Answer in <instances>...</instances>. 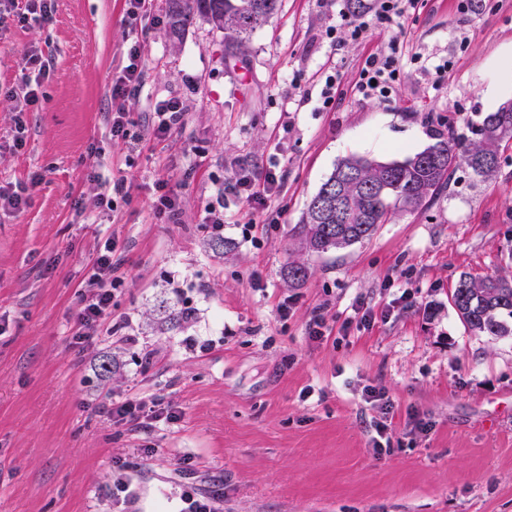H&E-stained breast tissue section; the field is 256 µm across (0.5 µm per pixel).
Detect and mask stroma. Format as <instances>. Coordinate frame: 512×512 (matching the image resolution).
<instances>
[{"label": "stroma", "instance_id": "stroma-1", "mask_svg": "<svg viewBox=\"0 0 512 512\" xmlns=\"http://www.w3.org/2000/svg\"><path fill=\"white\" fill-rule=\"evenodd\" d=\"M348 4L281 0L238 58L199 19L171 38L168 0L135 24L125 0H52L45 23L0 26V184L29 187L21 213L0 212V512H178L189 489L221 495L222 512H512V339L470 332L448 301L461 273L512 277V142L492 179L459 166L421 210L310 256L302 286L283 275L288 232L340 158L400 159L438 131L469 143L484 113L512 100L500 65L512 55V0L464 10L420 0L397 32L405 77L386 102L352 86L388 35L338 47L323 37ZM136 40L143 81L121 103L143 135L132 154L108 114ZM35 49L50 73L18 148L7 91ZM429 59L451 63L440 87ZM336 69L334 109L300 102L293 79L314 91ZM168 98L183 119L160 141L154 106ZM273 162L283 178L268 213L283 221L248 223L230 176ZM93 172L131 187L104 217ZM160 175L181 198L180 223L153 215ZM209 203L229 218L233 247L220 257L205 247ZM108 239L126 280L116 330L81 354L79 284ZM162 299L192 306L194 319L157 328ZM359 305L374 322L354 318ZM320 306L330 334L313 340L306 324ZM368 386L386 393L389 414L365 402ZM134 392L169 402L178 420L134 429L98 413ZM120 464L128 490L116 499Z\"/></svg>", "mask_w": 512, "mask_h": 512}]
</instances>
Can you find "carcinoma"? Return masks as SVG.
<instances>
[{
  "instance_id": "obj_1",
  "label": "carcinoma",
  "mask_w": 512,
  "mask_h": 512,
  "mask_svg": "<svg viewBox=\"0 0 512 512\" xmlns=\"http://www.w3.org/2000/svg\"><path fill=\"white\" fill-rule=\"evenodd\" d=\"M279 0H251L244 11L239 0H169L168 28L178 38L198 17L224 33L228 57L243 55L253 35L278 12ZM477 138L466 148L453 132H439L422 151L403 159L378 160L347 155L341 158L310 198L299 223L290 229L296 256L284 269L288 282L298 284L309 274L306 255H321L370 239L379 225L397 213H414L448 187L457 165L488 180L498 165L486 164L512 140V100L486 113L476 127ZM448 300L465 326L478 335L512 337V281L500 276L460 275Z\"/></svg>"
}]
</instances>
